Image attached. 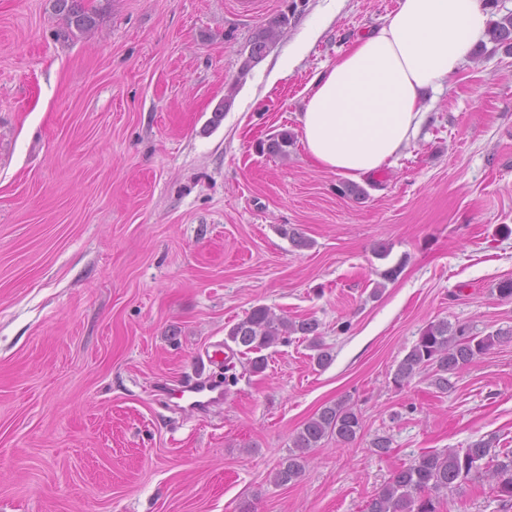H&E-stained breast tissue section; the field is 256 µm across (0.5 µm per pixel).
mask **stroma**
Masks as SVG:
<instances>
[{
  "label": "stroma",
  "mask_w": 512,
  "mask_h": 512,
  "mask_svg": "<svg viewBox=\"0 0 512 512\" xmlns=\"http://www.w3.org/2000/svg\"><path fill=\"white\" fill-rule=\"evenodd\" d=\"M395 2L83 0L97 25L68 36L53 0H0V512H365L424 452L512 449V300L497 292L512 278V54L483 40L426 92L428 124L365 198L341 196L296 138L306 85ZM285 131L287 156L259 152ZM258 305L317 320L332 363L294 338L246 371L225 341ZM441 319L503 337L450 390L394 388ZM217 350L212 375L230 363L238 382L214 407H176L170 390ZM344 397L360 438L326 439L274 484L302 424ZM439 512L512 508L480 477ZM330 20V13H323L315 19L309 27L305 37L295 45L293 52L288 55L287 58L281 60L277 67L272 71L269 76V85H274L280 78L287 73L289 74L295 68L299 60L306 53L309 44L319 36ZM288 25V17L281 15L269 22V26L262 32L261 37L254 41L247 59L246 68L251 62H257L264 54L269 41H274L284 33L285 27Z\"/></svg>",
  "instance_id": "stroma-1"
}]
</instances>
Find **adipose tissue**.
<instances>
[{"label": "adipose tissue", "instance_id": "1", "mask_svg": "<svg viewBox=\"0 0 512 512\" xmlns=\"http://www.w3.org/2000/svg\"><path fill=\"white\" fill-rule=\"evenodd\" d=\"M489 21L482 0H397L308 84L297 120L314 165L359 181L399 158L428 120L423 93L451 85Z\"/></svg>", "mask_w": 512, "mask_h": 512}]
</instances>
